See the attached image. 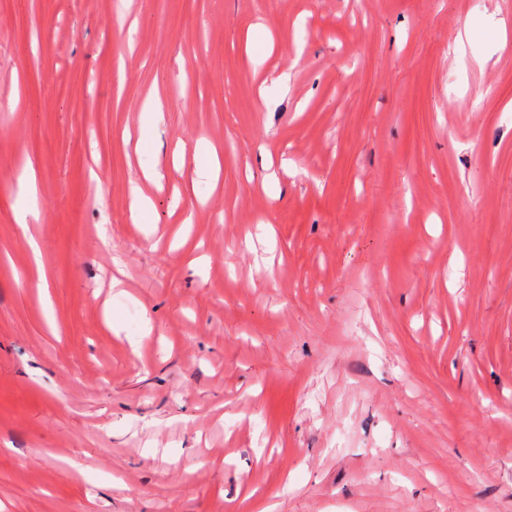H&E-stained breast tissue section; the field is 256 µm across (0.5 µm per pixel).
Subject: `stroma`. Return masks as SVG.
<instances>
[{
  "label": "stroma",
  "mask_w": 512,
  "mask_h": 512,
  "mask_svg": "<svg viewBox=\"0 0 512 512\" xmlns=\"http://www.w3.org/2000/svg\"><path fill=\"white\" fill-rule=\"evenodd\" d=\"M0 27L6 512H512V0H171L163 29L0 0Z\"/></svg>",
  "instance_id": "35a3bbf8"
}]
</instances>
